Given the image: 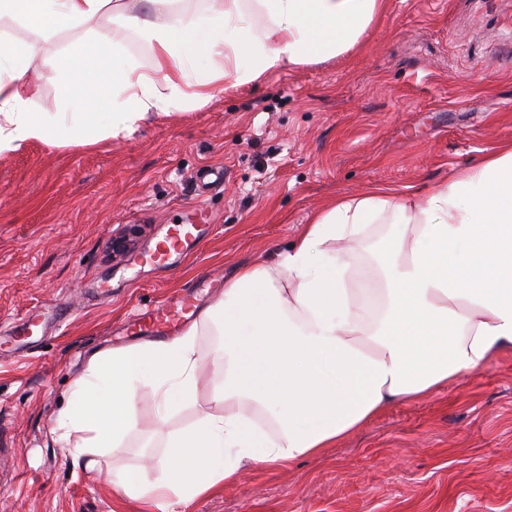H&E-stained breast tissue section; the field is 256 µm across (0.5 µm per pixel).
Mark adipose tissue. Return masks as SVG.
<instances>
[{
    "instance_id": "1",
    "label": "adipose tissue",
    "mask_w": 512,
    "mask_h": 512,
    "mask_svg": "<svg viewBox=\"0 0 512 512\" xmlns=\"http://www.w3.org/2000/svg\"><path fill=\"white\" fill-rule=\"evenodd\" d=\"M222 0L207 15L176 14L174 0H0L49 31L112 15L145 35L150 69L123 56L111 33L74 43L56 64L62 112L33 109L29 60L40 46L0 52V154L27 142L90 145V100L109 98L102 134L131 133L149 115L260 82L289 65L320 63L356 46L382 0ZM249 67H242L243 58ZM207 67H200V60ZM396 230L377 253L372 305L352 299L355 245L383 213ZM215 327L213 359L196 338ZM512 350V146L433 185L420 200L379 187L340 197L270 266L239 267L224 295L178 337L95 353L72 386L60 438L73 469L99 468L135 426L136 391L150 387L160 423L196 402L214 367L222 381L207 413L164 444L162 475L112 474L119 494L145 512H173L235 482L245 466L280 468L317 457L399 403L430 395Z\"/></svg>"
}]
</instances>
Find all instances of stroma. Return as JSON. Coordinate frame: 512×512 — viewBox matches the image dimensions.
Listing matches in <instances>:
<instances>
[{
    "instance_id": "obj_1",
    "label": "stroma",
    "mask_w": 512,
    "mask_h": 512,
    "mask_svg": "<svg viewBox=\"0 0 512 512\" xmlns=\"http://www.w3.org/2000/svg\"><path fill=\"white\" fill-rule=\"evenodd\" d=\"M105 26L149 69L150 43L112 17L55 32L0 18V47L42 45L30 63L46 75L35 111H64L56 59ZM506 144L512 0H384L365 38L325 63L150 116L122 138L34 140L0 155V512H141L101 475L73 470L56 432L91 355L151 341L122 327L169 296L213 303L236 265L272 261L336 197L422 190ZM211 167L224 182L202 188L197 176ZM197 206L213 226L199 248L168 268L142 263ZM128 224L143 234L115 254ZM392 227L382 217L360 241L353 288L379 287L371 245ZM219 410L204 387L162 428L141 391L136 427L105 464L159 477L168 434ZM176 512H512V351L387 409L322 457L244 467Z\"/></svg>"
}]
</instances>
